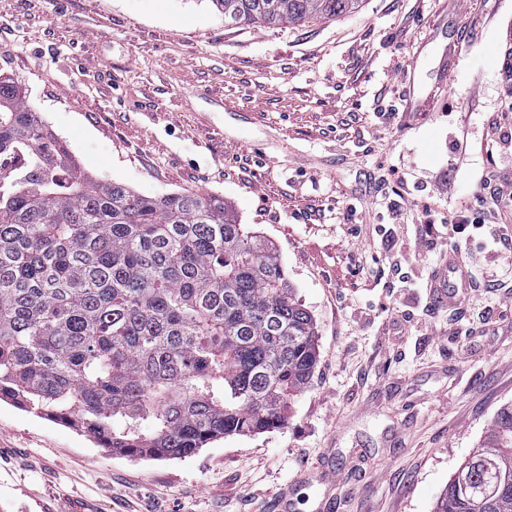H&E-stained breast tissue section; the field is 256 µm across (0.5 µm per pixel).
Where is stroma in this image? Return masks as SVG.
Instances as JSON below:
<instances>
[{"mask_svg": "<svg viewBox=\"0 0 512 512\" xmlns=\"http://www.w3.org/2000/svg\"><path fill=\"white\" fill-rule=\"evenodd\" d=\"M512 0H361L304 24L225 26L211 0H0V77L77 163L145 196L223 197L313 317L315 373L284 425L139 458L0 402V512H434L512 404V295L438 304L433 224L512 177L487 119L512 126ZM453 66L443 81V62ZM420 106L406 111L404 72ZM409 221L390 225L387 201ZM462 257L512 276L474 231ZM332 473L330 489L306 467Z\"/></svg>", "mask_w": 512, "mask_h": 512, "instance_id": "obj_1", "label": "stroma"}]
</instances>
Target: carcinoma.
Here are the masks:
<instances>
[{"mask_svg": "<svg viewBox=\"0 0 512 512\" xmlns=\"http://www.w3.org/2000/svg\"><path fill=\"white\" fill-rule=\"evenodd\" d=\"M224 23L341 16L359 0H213ZM0 400L103 448L182 458L285 423L317 365L316 327L263 239L217 195L144 196L76 163L0 81ZM435 512H512V406Z\"/></svg>", "mask_w": 512, "mask_h": 512, "instance_id": "cac0c4a2", "label": "carcinoma"}]
</instances>
